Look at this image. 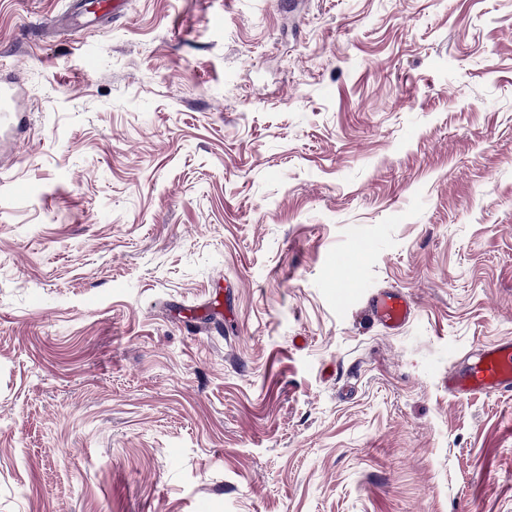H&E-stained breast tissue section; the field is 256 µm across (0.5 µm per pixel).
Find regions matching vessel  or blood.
Wrapping results in <instances>:
<instances>
[{
    "label": "vessel or blood",
    "instance_id": "vessel-or-blood-1",
    "mask_svg": "<svg viewBox=\"0 0 512 512\" xmlns=\"http://www.w3.org/2000/svg\"><path fill=\"white\" fill-rule=\"evenodd\" d=\"M370 311L383 327L395 331L410 318V300L401 291L385 290L374 297ZM448 390L457 396L511 393L512 340L485 347L465 366L450 370Z\"/></svg>",
    "mask_w": 512,
    "mask_h": 512
}]
</instances>
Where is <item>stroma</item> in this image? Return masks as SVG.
Returning a JSON list of instances; mask_svg holds the SVG:
<instances>
[{
    "label": "stroma",
    "instance_id": "stroma-1",
    "mask_svg": "<svg viewBox=\"0 0 512 512\" xmlns=\"http://www.w3.org/2000/svg\"><path fill=\"white\" fill-rule=\"evenodd\" d=\"M67 2L0 0V512H512L445 383L512 339V0ZM18 95L17 85L0 84V122L11 123L16 117V108L13 104ZM370 311L375 320L383 327L396 331L410 318V300L401 291L384 290L374 297Z\"/></svg>",
    "mask_w": 512,
    "mask_h": 512
}]
</instances>
